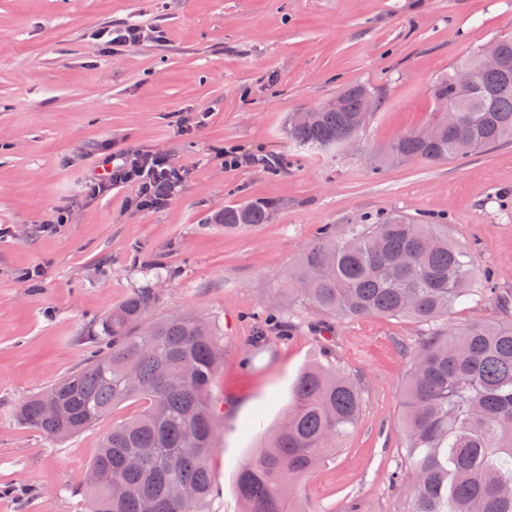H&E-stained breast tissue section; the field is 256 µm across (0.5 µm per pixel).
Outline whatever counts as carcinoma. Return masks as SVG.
<instances>
[{"label":"carcinoma","mask_w":512,"mask_h":512,"mask_svg":"<svg viewBox=\"0 0 512 512\" xmlns=\"http://www.w3.org/2000/svg\"><path fill=\"white\" fill-rule=\"evenodd\" d=\"M508 67L478 73L467 94L455 71L477 65L481 49L461 57L433 85L435 99L460 112L436 121L439 137L401 135L378 158L428 165L512 141V37H499ZM373 92L350 84L300 119L288 138L312 153L342 150L365 127ZM271 200L224 208L226 226L265 224ZM489 272H478L470 251L426 218L391 213L375 224H354L338 239L324 227L297 261L302 299L324 316L409 319L428 333L409 356L403 402L407 512H512V324L448 322L459 301L494 296ZM158 295L139 288L112 307L87 336L97 355L20 402L16 420L58 439L76 436L119 403L138 398L134 419L112 424L87 475L85 512H206L213 488L209 459L218 425L208 392L223 355L212 322L192 311L149 318ZM362 408L356 382L320 362L298 375L293 401L236 487L245 512H300L295 490L336 453Z\"/></svg>","instance_id":"obj_1"}]
</instances>
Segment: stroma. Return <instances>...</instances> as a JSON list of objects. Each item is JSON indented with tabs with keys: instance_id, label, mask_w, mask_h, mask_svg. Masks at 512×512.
Listing matches in <instances>:
<instances>
[{
	"instance_id": "1",
	"label": "stroma",
	"mask_w": 512,
	"mask_h": 512,
	"mask_svg": "<svg viewBox=\"0 0 512 512\" xmlns=\"http://www.w3.org/2000/svg\"><path fill=\"white\" fill-rule=\"evenodd\" d=\"M161 31L112 49L100 28ZM512 35V0H0V512H83L88 466L116 406L67 440L18 424L15 406L88 362L87 336L136 289L162 315L209 317L224 360L209 391L219 418L210 512H242L236 475L292 402L298 374L328 360L359 385L358 423L298 490L305 512H406L403 396L423 325L329 320L288 294L323 226L337 237L386 213L430 216L512 295V143L445 163L374 169L373 157L434 119L432 84L466 52ZM379 106L354 149L307 152L292 113L346 84ZM187 175L172 198L126 208L85 183L130 145ZM237 147L240 167L221 150ZM269 154L286 165L270 174ZM276 201L269 221L215 223L225 206ZM64 215L55 232L43 224ZM37 267L41 275L20 274ZM284 308L287 334L264 328Z\"/></svg>"
}]
</instances>
